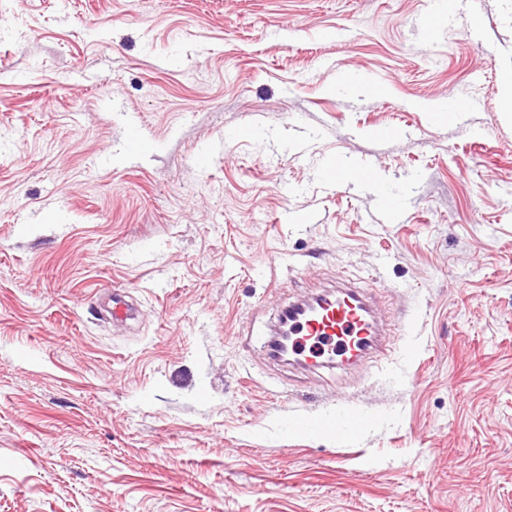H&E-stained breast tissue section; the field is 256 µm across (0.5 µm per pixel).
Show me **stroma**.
<instances>
[{
    "label": "stroma",
    "mask_w": 512,
    "mask_h": 512,
    "mask_svg": "<svg viewBox=\"0 0 512 512\" xmlns=\"http://www.w3.org/2000/svg\"><path fill=\"white\" fill-rule=\"evenodd\" d=\"M430 9L0 0V512H512V0H455L429 42ZM340 277L385 354L270 359L281 309ZM339 406L370 424L281 429ZM323 428V422L318 419L308 418L304 415L287 418L283 424L286 433L293 432L304 435L318 434Z\"/></svg>",
    "instance_id": "obj_1"
}]
</instances>
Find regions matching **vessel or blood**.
I'll use <instances>...</instances> for the list:
<instances>
[{"instance_id": "b4317fda", "label": "vessel or blood", "mask_w": 512, "mask_h": 512, "mask_svg": "<svg viewBox=\"0 0 512 512\" xmlns=\"http://www.w3.org/2000/svg\"><path fill=\"white\" fill-rule=\"evenodd\" d=\"M292 350L301 364L312 368L333 362L351 364L374 350L380 343L378 324L369 300L358 290L342 288L296 301L289 326ZM369 417L345 408L333 414V427L346 434L368 426ZM323 428L320 420L304 415L286 419L284 431L314 435Z\"/></svg>"}]
</instances>
